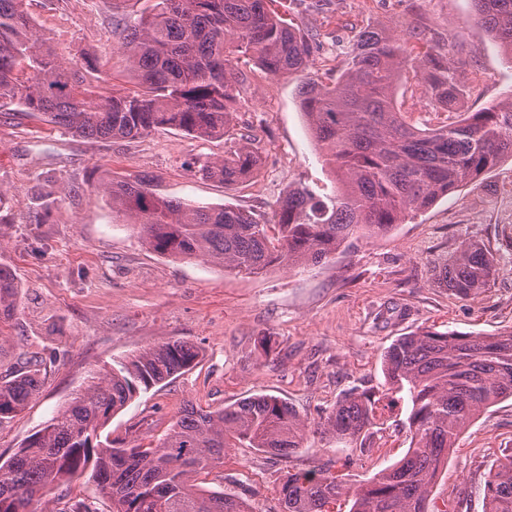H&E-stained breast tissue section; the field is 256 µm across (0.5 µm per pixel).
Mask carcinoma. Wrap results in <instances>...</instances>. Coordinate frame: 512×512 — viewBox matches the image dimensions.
I'll list each match as a JSON object with an SVG mask.
<instances>
[{
  "label": "carcinoma",
  "mask_w": 512,
  "mask_h": 512,
  "mask_svg": "<svg viewBox=\"0 0 512 512\" xmlns=\"http://www.w3.org/2000/svg\"><path fill=\"white\" fill-rule=\"evenodd\" d=\"M275 0H156L153 12L126 28L122 53L138 90L105 95L95 61L66 58L39 30L26 0H0V107L16 103L74 136L135 138L159 127L199 139L228 138L239 77L249 56L273 76L306 69L313 35L294 29ZM483 31L512 59V0H471ZM422 67L426 93L457 119L437 128L407 123L395 97L405 70ZM301 105L326 163L343 182L321 198L298 186L278 202L275 222L226 205L195 207L163 197L153 177L101 185L112 210L135 225L156 253L198 259L231 272L259 275L277 266L315 265L355 231L369 235L432 206L438 199L512 157V96L477 112L460 111L464 85L437 51L413 54L408 40L368 30L347 53L333 84L309 79ZM254 143L241 138L224 156L197 163L199 174L226 186L247 182L258 165ZM494 256L466 241L438 264L436 279L467 297L488 287ZM20 285L0 268V342L14 317ZM199 349L170 341L98 372L68 406L0 463V512H52L48 496L86 474L111 512H251L241 497L210 490L198 476L224 464L228 448L288 457L320 432L350 445L370 436L375 402L350 392L312 426L273 395L216 409L188 404L155 447L100 440L99 430L137 395L189 370ZM389 385L412 402L413 447L393 466L354 485L335 464L288 472L281 488L288 512H438L431 491L460 434L492 404L512 399V327L493 335L422 328L384 352ZM40 370L0 378V423L23 412L40 387ZM485 512H512V456L489 468Z\"/></svg>",
  "instance_id": "carcinoma-1"
}]
</instances>
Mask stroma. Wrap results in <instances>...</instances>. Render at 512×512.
Wrapping results in <instances>:
<instances>
[{"instance_id":"1","label":"stroma","mask_w":512,"mask_h":512,"mask_svg":"<svg viewBox=\"0 0 512 512\" xmlns=\"http://www.w3.org/2000/svg\"><path fill=\"white\" fill-rule=\"evenodd\" d=\"M155 0H27V10L65 57L98 59L110 92H128L120 41L126 24ZM280 15L316 36L309 67L335 82L359 35L383 29L415 48L449 56L475 112L512 92V60L474 20L471 0H331L324 10L278 0ZM235 132L251 137L261 163L238 186L200 179L195 159L223 156V139L173 129L134 139L75 137L15 106L0 108V267L20 284L0 343V375L29 358L46 366L28 408L0 424V463L69 402L91 371L142 349L180 340L197 365L112 415L105 431L128 444L155 445L185 405L218 408L257 394L280 397L300 418L320 421L350 389L373 394L379 425L365 447L308 437L290 458L231 448L208 487L248 498L254 512H284L281 483L295 467L333 458L354 484L399 462L410 438L407 392L389 389L386 348L423 327L493 334L512 326V159L437 200L415 219L379 235L354 234L335 256L306 267L243 276L199 260L154 252L116 216L101 183L150 175L158 193L199 206H236L274 222L276 202L304 185L320 196L341 188L324 164L300 107L301 75L272 76L240 58ZM405 119L427 128L433 107L405 72L398 92ZM497 260L490 286L470 297L438 287L435 268L462 242ZM512 456V399L498 402L460 435L433 489L450 512H484L491 464Z\"/></svg>"}]
</instances>
